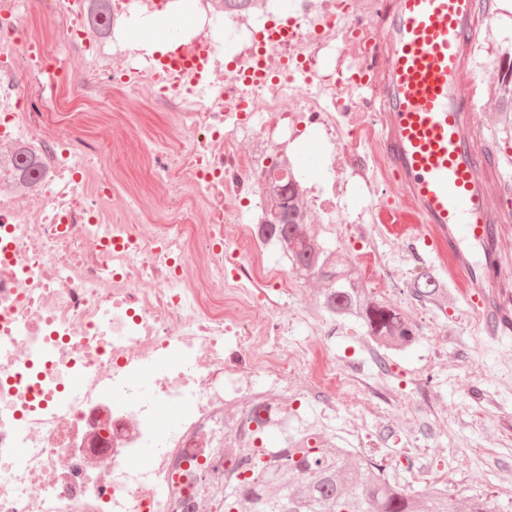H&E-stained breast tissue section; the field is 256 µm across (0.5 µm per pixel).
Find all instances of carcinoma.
I'll list each match as a JSON object with an SVG mask.
<instances>
[{"instance_id": "1", "label": "carcinoma", "mask_w": 512, "mask_h": 512, "mask_svg": "<svg viewBox=\"0 0 512 512\" xmlns=\"http://www.w3.org/2000/svg\"><path fill=\"white\" fill-rule=\"evenodd\" d=\"M108 0H89V19L102 39L109 38ZM501 100L512 103V64L498 77ZM7 181L0 188L30 189L40 170L38 160L22 146L0 160ZM262 225L267 240L288 254L293 267L321 285L319 305L333 320L352 318L380 347L406 350L417 341L418 328L384 298L363 283L361 274L336 249L321 242L311 230L302 190L290 183L269 192ZM293 241L299 243L294 250ZM415 296L438 306L448 305L451 293L432 273L418 277ZM224 439L215 460L193 462L198 477L196 498L208 502L209 512H493L478 497L448 501L435 488L427 498L409 494L390 482L374 463L335 445L318 418L288 408V401L258 397L229 412ZM224 462L217 481L210 473Z\"/></svg>"}]
</instances>
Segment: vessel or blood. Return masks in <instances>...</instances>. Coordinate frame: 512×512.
<instances>
[{"mask_svg":"<svg viewBox=\"0 0 512 512\" xmlns=\"http://www.w3.org/2000/svg\"><path fill=\"white\" fill-rule=\"evenodd\" d=\"M495 16L493 0H386L366 34L376 78L357 102L401 189L397 223L427 228V248L491 335L512 320V261L500 249L512 172L480 131L473 75Z\"/></svg>","mask_w":512,"mask_h":512,"instance_id":"obj_1","label":"vessel or blood"}]
</instances>
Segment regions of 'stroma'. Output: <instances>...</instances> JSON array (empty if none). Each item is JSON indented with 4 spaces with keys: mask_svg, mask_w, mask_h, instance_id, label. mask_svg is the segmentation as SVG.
<instances>
[{
    "mask_svg": "<svg viewBox=\"0 0 512 512\" xmlns=\"http://www.w3.org/2000/svg\"><path fill=\"white\" fill-rule=\"evenodd\" d=\"M498 8L496 23L482 35L478 113L496 151L512 161V130L494 119L503 109L497 71L512 60V0H498ZM112 97L116 108L104 110L99 103L78 98L59 78L51 102H44L39 87L31 88L29 109L54 123L81 113L79 138L88 148L95 145L106 119L118 128L134 123L158 140L166 136L167 116L151 100L126 98L118 88ZM293 159L310 186L331 181L329 154L318 130L295 139ZM386 299L419 328L409 350L375 348L362 325L351 321L335 324L325 316L311 324L291 321L282 339L292 356L288 376L300 391L291 408L322 416L320 400L303 395L309 364L323 357L340 365L363 364L362 382L342 384L335 413L323 416L327 433L340 446L352 445L342 424L347 413H355L365 442L360 454L388 479L417 495L436 486L449 499L477 495L494 512H512V484L497 480L499 469L512 467V327L487 335L458 292L445 308L417 300L408 290L388 293Z\"/></svg>",
    "mask_w": 512,
    "mask_h": 512,
    "instance_id": "1",
    "label": "stroma"
}]
</instances>
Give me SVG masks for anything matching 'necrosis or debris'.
<instances>
[{"instance_id": "necrosis-or-debris-1", "label": "necrosis or debris", "mask_w": 512, "mask_h": 512, "mask_svg": "<svg viewBox=\"0 0 512 512\" xmlns=\"http://www.w3.org/2000/svg\"><path fill=\"white\" fill-rule=\"evenodd\" d=\"M191 7L196 29L172 54L199 63L165 69L127 38L130 14L152 16L156 0H110L106 43L86 0H60L50 51L25 37V0H0V154L20 144L40 161L31 192H0V512H179L194 489L176 463L204 460L225 407L253 399V377L287 398L283 315L318 312L291 264L266 268L268 244L248 218L269 185L298 182L288 152L302 128L323 130L332 169L349 170L369 198L348 214L334 178L306 194L317 223L358 242L355 259L379 261L374 289L402 285L381 259L387 228L365 230L380 196L368 177L375 152L346 147L368 124L351 105L365 79L318 66L337 32L361 44L364 19L335 29L336 0H298L287 20L223 0ZM285 20L297 37L269 39ZM258 57L269 77L255 84ZM47 73L85 99L118 85L166 112L167 137L145 154V199L115 175L111 126L88 155L76 126L28 112L30 86ZM210 297L218 307H205Z\"/></svg>"}]
</instances>
